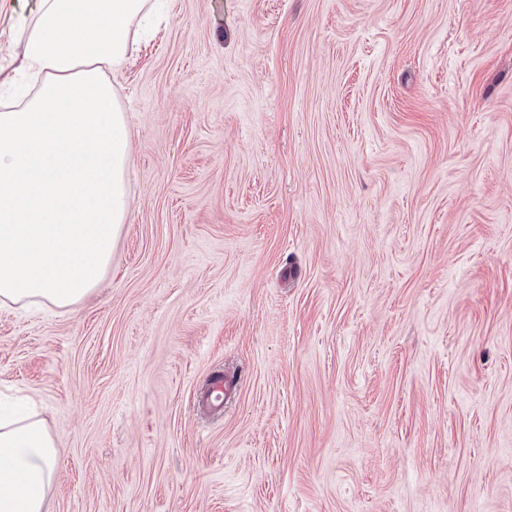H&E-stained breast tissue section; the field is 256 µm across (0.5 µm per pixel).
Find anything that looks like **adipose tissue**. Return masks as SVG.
<instances>
[{"label":"adipose tissue","instance_id":"1","mask_svg":"<svg viewBox=\"0 0 512 512\" xmlns=\"http://www.w3.org/2000/svg\"><path fill=\"white\" fill-rule=\"evenodd\" d=\"M165 0H39L21 66L41 81L0 111V306L67 308L107 268L130 200L129 117L105 70ZM59 458L44 422L0 415V512H46Z\"/></svg>","mask_w":512,"mask_h":512}]
</instances>
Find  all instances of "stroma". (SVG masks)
Masks as SVG:
<instances>
[{
	"instance_id": "stroma-1",
	"label": "stroma",
	"mask_w": 512,
	"mask_h": 512,
	"mask_svg": "<svg viewBox=\"0 0 512 512\" xmlns=\"http://www.w3.org/2000/svg\"><path fill=\"white\" fill-rule=\"evenodd\" d=\"M111 81L112 262L0 307L47 512H512V0H169ZM237 384L236 378L224 375V372H216L210 376L208 388L204 394V405L211 411H220L224 406V396L233 391Z\"/></svg>"
}]
</instances>
